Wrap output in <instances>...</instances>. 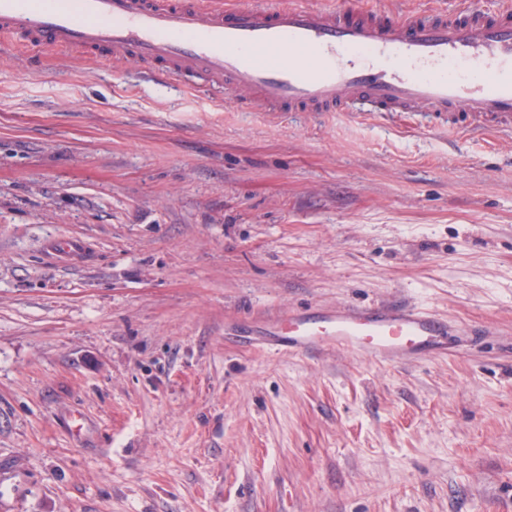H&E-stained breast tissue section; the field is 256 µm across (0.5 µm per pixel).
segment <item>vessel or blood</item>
<instances>
[{
    "instance_id": "obj_1",
    "label": "vessel or blood",
    "mask_w": 512,
    "mask_h": 512,
    "mask_svg": "<svg viewBox=\"0 0 512 512\" xmlns=\"http://www.w3.org/2000/svg\"><path fill=\"white\" fill-rule=\"evenodd\" d=\"M135 61L220 90L252 112L494 113L512 118V5L402 18L361 0L227 9L215 0H0V42ZM448 327L417 308L322 309L274 320V350L345 347L382 363L435 349Z\"/></svg>"
}]
</instances>
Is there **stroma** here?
<instances>
[{
	"label": "stroma",
	"mask_w": 512,
	"mask_h": 512,
	"mask_svg": "<svg viewBox=\"0 0 512 512\" xmlns=\"http://www.w3.org/2000/svg\"><path fill=\"white\" fill-rule=\"evenodd\" d=\"M391 301L446 348L260 340ZM0 512H512V132L0 45Z\"/></svg>",
	"instance_id": "1"
}]
</instances>
